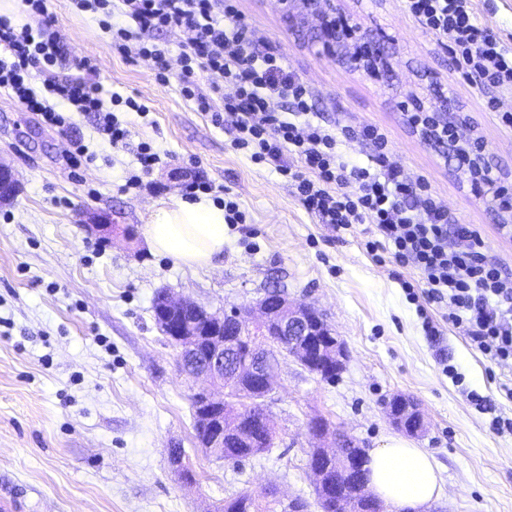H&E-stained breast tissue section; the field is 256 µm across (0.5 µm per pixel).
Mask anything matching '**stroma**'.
<instances>
[{"mask_svg":"<svg viewBox=\"0 0 512 512\" xmlns=\"http://www.w3.org/2000/svg\"><path fill=\"white\" fill-rule=\"evenodd\" d=\"M334 3L355 25V40L378 42L388 71L360 69L343 45L325 53L313 23L289 25L277 0H239L238 7L245 22L283 48L325 120L383 127L408 176L427 177L450 220L473 225L482 252L512 271V237L496 221L491 193L475 194L412 134L401 105L427 108L447 91L494 164L512 166V128L484 111L482 92L408 18L403 0ZM46 7L70 54L93 61L105 92L134 97L149 112L115 107L130 136L114 147L98 134L93 114L57 103L71 124L65 133L0 90V162L20 185L13 202L0 207V495L21 492L38 512H206L267 487L312 504L309 456L317 441L309 422L329 424L327 445L341 435L370 454L396 437L385 404L403 395L426 424L408 442L432 456L442 486L421 512H512V432L490 427L493 417L512 419V369L471 346L449 323L446 305L403 288L411 271L373 259L364 246L368 225L339 231L319 223L285 178L232 148L230 128L215 126L181 93L179 54L188 33L152 34L169 48L161 83L152 61L113 52L99 15L76 11L71 0H46ZM76 138L95 153L94 164L73 166ZM144 143L162 162L142 176L137 153ZM192 181L212 184L213 196L235 201L243 215L226 225L224 256L209 268L177 264L153 251L145 235L150 208L185 195ZM90 213L110 221L111 244L87 235ZM127 228L135 243L125 240ZM274 286L323 314L347 361L326 381L281 356L277 385L263 401L274 444L230 464L197 445L193 382L157 329L153 302L164 288L221 312L256 304ZM429 322L437 335L427 333ZM447 365L459 380L444 373ZM473 392L491 410L475 407ZM173 448L185 450L194 485L172 471Z\"/></svg>","mask_w":512,"mask_h":512,"instance_id":"1","label":"stroma"}]
</instances>
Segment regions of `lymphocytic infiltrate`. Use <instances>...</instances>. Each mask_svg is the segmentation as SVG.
<instances>
[{"label": "lymphocytic infiltrate", "instance_id": "1", "mask_svg": "<svg viewBox=\"0 0 512 512\" xmlns=\"http://www.w3.org/2000/svg\"><path fill=\"white\" fill-rule=\"evenodd\" d=\"M82 12L103 13L112 48L121 56L151 59L158 75L168 69L167 47L148 42L156 30L189 33L181 48V92L230 126L231 145L253 161L288 177L295 195L319 223L336 229L372 227L370 250L389 253L394 263L417 272L431 302H447L453 325L497 365L512 366V273L479 251L468 224L451 223L448 208L425 177L407 178L391 152L386 134L367 124L359 130L323 121L303 78L284 51L246 24L237 0H72ZM31 24L0 16V89L12 92L43 122L62 128L66 120L51 105L58 98L79 112L97 115V130L111 145L125 143L121 127L103 103V87L92 78L87 58L72 59L70 74L56 72L65 38L53 26L45 0H22ZM408 16L448 50L465 80L484 92V109L512 127L502 98L512 95V47L478 19L475 0H406ZM119 12L124 25L111 23ZM212 79L203 92L198 74ZM224 97L213 111V95ZM359 137L372 152L365 166L350 163L339 150L344 137ZM461 241L454 249L450 240Z\"/></svg>", "mask_w": 512, "mask_h": 512}]
</instances>
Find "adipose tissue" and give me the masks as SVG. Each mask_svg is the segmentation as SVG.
Returning <instances> with one entry per match:
<instances>
[{"label":"adipose tissue","mask_w":512,"mask_h":512,"mask_svg":"<svg viewBox=\"0 0 512 512\" xmlns=\"http://www.w3.org/2000/svg\"><path fill=\"white\" fill-rule=\"evenodd\" d=\"M145 232L152 248L187 266H210L224 253V211L207 197L160 201ZM369 486L393 504L415 508L441 492L438 472L422 449L400 441L378 449L369 464Z\"/></svg>","instance_id":"ef3b65f1"}]
</instances>
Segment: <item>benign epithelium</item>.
<instances>
[{
	"label": "benign epithelium",
	"instance_id": "1",
	"mask_svg": "<svg viewBox=\"0 0 512 512\" xmlns=\"http://www.w3.org/2000/svg\"><path fill=\"white\" fill-rule=\"evenodd\" d=\"M318 20L317 30L327 50L352 37L353 29L337 22L331 0H300ZM357 64L371 70H387L389 63L380 52L375 56H356ZM16 181L11 169L0 163V205L9 202L15 193ZM87 232L103 243H112V225L97 216L85 224ZM154 322L177 349L180 371L195 382L192 398L201 399L217 410L224 409V386L235 387L239 380L252 374L258 377L264 395L275 388L279 359L272 357L259 343L250 344L241 353L238 343L261 336L279 351L296 359L308 371L323 378L337 377L343 368L344 350L329 338L323 315L306 304H292L279 293H268L256 304V310L232 308L213 312L189 299L164 293L156 300ZM387 414L394 426L417 434L424 422L415 405L397 396L387 403ZM206 434L197 438L198 447H224V422L203 412ZM320 454L310 458L318 496H323L329 483L320 467Z\"/></svg>",
	"mask_w": 512,
	"mask_h": 512
}]
</instances>
